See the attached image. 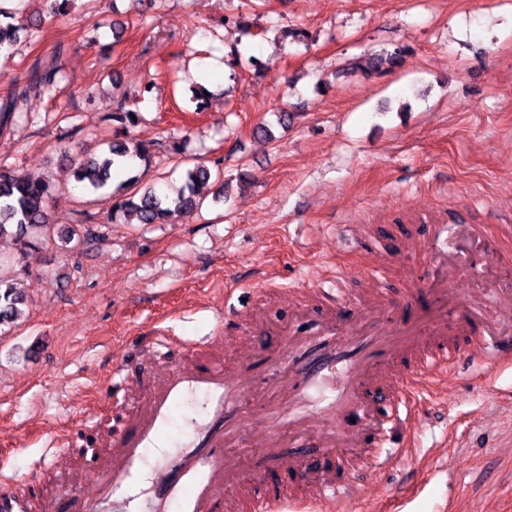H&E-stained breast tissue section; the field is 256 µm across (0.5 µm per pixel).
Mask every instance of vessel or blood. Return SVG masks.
Here are the masks:
<instances>
[{
    "instance_id": "vessel-or-blood-1",
    "label": "vessel or blood",
    "mask_w": 512,
    "mask_h": 512,
    "mask_svg": "<svg viewBox=\"0 0 512 512\" xmlns=\"http://www.w3.org/2000/svg\"><path fill=\"white\" fill-rule=\"evenodd\" d=\"M360 250L377 256L365 288L348 293L341 282L319 281L292 288L295 309L280 331V347L265 378L248 372L267 333L263 308L246 306L233 337L247 339L248 360L224 366V338L186 345L167 336H144L139 357L148 378L130 373L126 356L112 361L111 399L118 410L103 438L86 441L82 428L63 439V453L76 470H59V491L45 497L43 481L1 485L0 504L9 512H340L353 488L373 480L406 446L416 399L426 386L460 373L481 357L498 367L512 365V282L449 302L456 278L483 276L488 265L512 268V224L456 223L422 215L400 235H374L359 224L345 227ZM411 257L426 271L430 314L400 317L413 290L391 297L388 284L396 261ZM272 401L274 434L264 454L281 477L265 488L243 481L240 463L250 448L238 431L249 415L257 381ZM201 397V414L184 421L189 436L176 453L148 464L176 412ZM322 422L310 441L312 419ZM151 467L147 496L132 489ZM84 475L88 489L71 483Z\"/></svg>"
}]
</instances>
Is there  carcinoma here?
I'll return each instance as SVG.
<instances>
[{
	"label": "carcinoma",
	"mask_w": 512,
	"mask_h": 512,
	"mask_svg": "<svg viewBox=\"0 0 512 512\" xmlns=\"http://www.w3.org/2000/svg\"><path fill=\"white\" fill-rule=\"evenodd\" d=\"M37 0H0V17L9 18L18 11L25 10ZM19 41L18 30L13 24L0 23V61L8 62L16 55ZM405 50L396 47L371 56L367 64H356L352 71L389 70L403 59ZM65 79L59 55L48 59H38L31 66L28 82L17 87L13 93L0 100V136L13 132L14 128L32 121L28 111V101L32 97H56L59 85ZM106 111L112 121L122 126L121 133L135 125L133 118L140 117L135 99L127 94L111 97L105 102ZM137 159L145 164L150 162L148 147L132 144L125 138H117L108 143L105 154H88L71 165L70 179L76 185L95 192L104 189L112 176V170L122 166L126 159ZM221 179V172H212L204 164H197L185 171L183 186L174 194L146 187L116 200L114 195L104 196L109 204L108 219L114 222L120 218L138 224H162L172 215L192 214L204 202L202 189L211 179ZM57 190L52 178L33 179L14 168L0 167V242L10 239L23 256L35 241L51 242V215L49 204ZM92 231L84 224L69 225L61 241L76 249L82 245ZM15 275L7 270V264L0 260V326L12 324L27 304L25 291L14 286Z\"/></svg>",
	"instance_id": "carcinoma-1"
}]
</instances>
